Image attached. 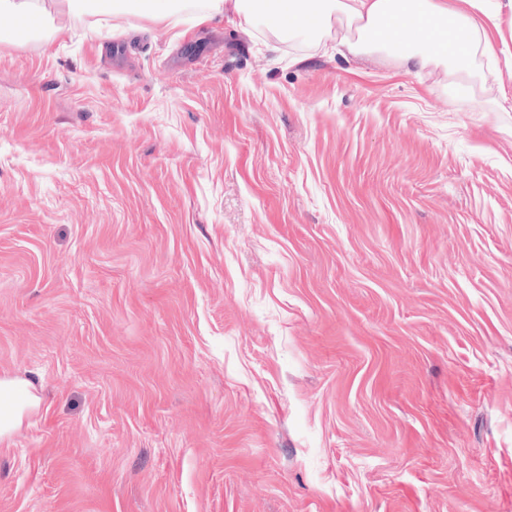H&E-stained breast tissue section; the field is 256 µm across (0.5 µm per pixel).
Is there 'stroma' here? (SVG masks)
<instances>
[{"label":"stroma","instance_id":"35a3bbf8","mask_svg":"<svg viewBox=\"0 0 512 512\" xmlns=\"http://www.w3.org/2000/svg\"><path fill=\"white\" fill-rule=\"evenodd\" d=\"M0 16V512H512V8L467 92L233 10ZM40 398L29 381L0 378V440L9 438L20 427L26 413L38 407Z\"/></svg>","mask_w":512,"mask_h":512}]
</instances>
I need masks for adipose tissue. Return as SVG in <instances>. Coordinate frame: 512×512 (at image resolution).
Instances as JSON below:
<instances>
[{
  "instance_id": "adipose-tissue-1",
  "label": "adipose tissue",
  "mask_w": 512,
  "mask_h": 512,
  "mask_svg": "<svg viewBox=\"0 0 512 512\" xmlns=\"http://www.w3.org/2000/svg\"><path fill=\"white\" fill-rule=\"evenodd\" d=\"M71 13L115 16L131 9L169 20L191 0H66ZM236 12L255 16L265 26L286 35L314 39L321 19L337 11L362 21L357 41L342 39L351 54L383 40L405 71L437 65L453 73H471L476 52L495 53L489 31L497 27L500 0H234ZM39 397L29 381L0 378V440L20 427Z\"/></svg>"
}]
</instances>
